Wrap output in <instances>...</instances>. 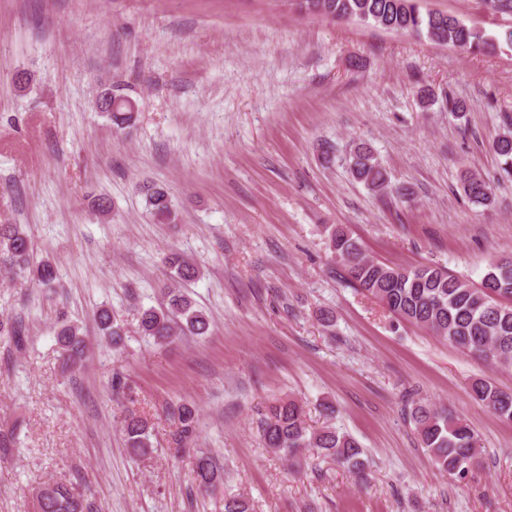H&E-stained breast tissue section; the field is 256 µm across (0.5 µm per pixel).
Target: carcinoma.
Instances as JSON below:
<instances>
[{
	"label": "carcinoma",
	"instance_id": "cac0c4a2",
	"mask_svg": "<svg viewBox=\"0 0 512 512\" xmlns=\"http://www.w3.org/2000/svg\"><path fill=\"white\" fill-rule=\"evenodd\" d=\"M300 6L313 13L332 18H354L363 22L408 32L472 54H484L503 45L512 47V28L498 35H488L471 27L456 16L441 12H421L417 0H300ZM100 108L111 112L118 127L130 123L135 106L124 98L105 96ZM495 153L504 159L502 171L512 176V132L493 141ZM349 168L353 178L375 193L391 189L386 168L371 148L363 143L350 154ZM465 197L474 205L487 206L492 200V187L483 177L467 172L462 177ZM149 203L160 224L175 220L166 191L157 188ZM328 247L333 259L347 269L352 282L379 301L401 320L431 331L463 354L492 368H512V254L500 256L489 264L480 285L448 273L439 266H388L367 257L347 226L325 227ZM168 266L183 281L194 279L198 269L181 254L167 257ZM0 269L11 274L29 276L40 286L49 288L57 272L49 261L38 264L31 259V238L23 224H0ZM102 336L115 349L124 346L125 329L108 309L96 312ZM141 334L158 346H166L179 336H202L209 331L210 318L192 298L182 293H169L167 305L139 310ZM0 335L11 338L16 346L24 344L25 327L20 321H0ZM57 344L66 371L76 373L85 367L88 347L77 326L62 323L55 330ZM470 394L499 420L512 423V392L505 391L489 377H476ZM407 415L414 424L421 445L429 453L437 469L449 478L466 479L479 463L482 448L474 430L462 419L427 403L414 402ZM176 429L173 443L185 448L196 436L197 409L180 404L174 410ZM122 433L128 452L137 458L153 452L150 422L135 410L127 412ZM263 447L274 454L296 460L307 449L361 481L367 480V460L361 444L352 435L331 425L318 429L308 427L303 404L295 399L280 400L267 407L260 420ZM16 427L0 426V456L15 446ZM222 476L213 458L205 453L196 456L192 482L200 489L213 490ZM39 512H95L94 504L77 491L74 484L63 480L46 481L33 490Z\"/></svg>",
	"mask_w": 512,
	"mask_h": 512
}]
</instances>
